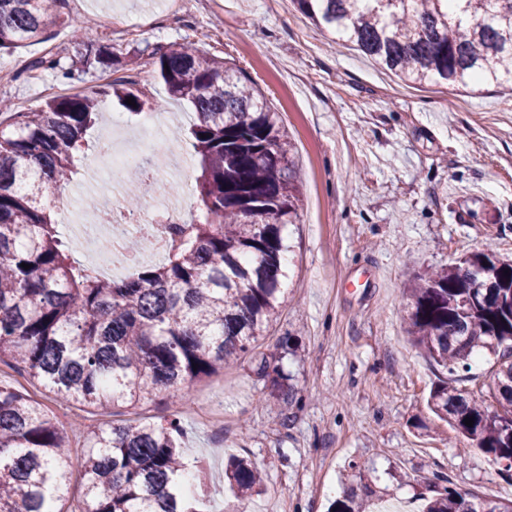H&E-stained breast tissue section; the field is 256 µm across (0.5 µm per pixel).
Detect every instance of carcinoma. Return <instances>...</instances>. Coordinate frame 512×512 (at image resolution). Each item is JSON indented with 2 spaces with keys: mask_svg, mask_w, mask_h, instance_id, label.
<instances>
[{
  "mask_svg": "<svg viewBox=\"0 0 512 512\" xmlns=\"http://www.w3.org/2000/svg\"><path fill=\"white\" fill-rule=\"evenodd\" d=\"M293 2L408 83L512 89V0ZM63 4L0 0V51L39 40ZM118 58L82 42L67 77ZM155 64L170 95L197 115L187 138L200 169V207L196 218L172 225L163 262L126 278L103 277L72 258L51 199L89 150L97 93L51 97L0 127V363L61 400L103 410L156 393L185 402L195 381L253 351L281 307L291 252L284 231L299 219L293 145L251 78L189 44L171 46ZM110 90L135 101L130 116L141 114L144 102L125 83ZM409 292L408 336L453 376L431 389L430 410L512 474V261L474 252L415 274ZM481 352L493 357L492 408L456 386L459 370L469 371ZM281 360L264 354L258 371L291 401ZM180 436L176 417L87 433L80 512H203ZM69 468L68 432L0 381V512H65ZM225 475L242 509L264 485L243 457H232ZM428 487L424 512H512V502L474 503L437 474ZM365 509L366 500L346 495L328 512Z\"/></svg>",
  "mask_w": 512,
  "mask_h": 512,
  "instance_id": "obj_1",
  "label": "carcinoma"
}]
</instances>
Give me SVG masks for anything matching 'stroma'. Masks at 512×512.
<instances>
[{
	"label": "stroma",
	"instance_id": "stroma-1",
	"mask_svg": "<svg viewBox=\"0 0 512 512\" xmlns=\"http://www.w3.org/2000/svg\"><path fill=\"white\" fill-rule=\"evenodd\" d=\"M188 2L177 11L172 0H66L45 40L0 53L8 67L0 99L25 112L80 87L129 81L156 104L152 148L165 156L158 197L179 200L187 219L197 210L196 162L184 132L195 115L169 95L151 55L190 43L251 76L296 150L300 218L287 227L294 256L285 302L258 341L262 353L286 336L298 343L297 355L282 360L295 398L278 396L247 357L194 382L189 404L157 397L109 413L59 405L3 364L0 380L63 424L77 415L92 429L178 416L207 512L239 505L224 483L233 455L264 478L250 512H327L340 492L368 488L381 512L415 508L435 471L477 499L512 501V477L428 409L447 374L405 333L415 272L477 250L512 258V92L402 82L336 44L292 0L276 8L271 0ZM80 42L120 46L126 62L71 84L62 73ZM126 115L107 98L88 135L93 148L67 188L72 198L124 195L128 178L94 161L113 117Z\"/></svg>",
	"mask_w": 512,
	"mask_h": 512
}]
</instances>
